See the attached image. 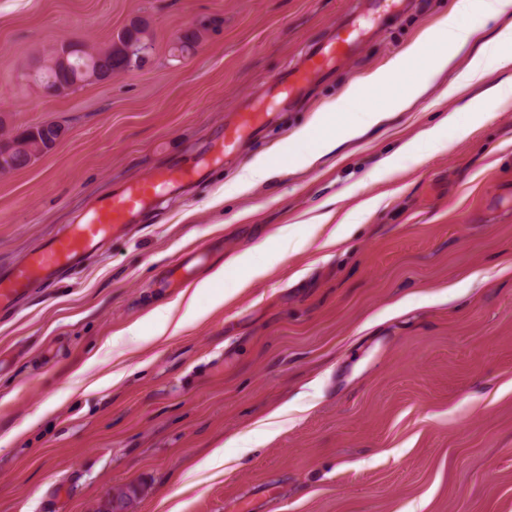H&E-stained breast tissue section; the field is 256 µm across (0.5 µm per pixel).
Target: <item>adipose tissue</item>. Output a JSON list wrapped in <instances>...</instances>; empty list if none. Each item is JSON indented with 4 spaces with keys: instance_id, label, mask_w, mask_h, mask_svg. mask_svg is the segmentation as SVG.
I'll list each match as a JSON object with an SVG mask.
<instances>
[{
    "instance_id": "adipose-tissue-1",
    "label": "adipose tissue",
    "mask_w": 512,
    "mask_h": 512,
    "mask_svg": "<svg viewBox=\"0 0 512 512\" xmlns=\"http://www.w3.org/2000/svg\"><path fill=\"white\" fill-rule=\"evenodd\" d=\"M475 33V27L460 25L456 13H449L424 41L398 55L387 70L375 73L363 84L348 89L338 100L329 103L318 113V135H311L306 129L297 132L298 140L314 139L315 146L312 151L305 154L292 153L286 157L276 153L257 158L241 173L237 190H247L269 178L282 159H289L291 163L302 167L312 165L334 149L337 141L359 137L372 126L379 124L386 109L407 107L408 99L402 98L395 90L394 75L426 64H440L446 60L448 48L466 45ZM491 42V47L483 46L478 49L467 70L461 74V82H473L491 69L504 65L505 60L500 57L497 48L512 43V18H508ZM374 95L383 96L385 110L366 107V99Z\"/></svg>"
}]
</instances>
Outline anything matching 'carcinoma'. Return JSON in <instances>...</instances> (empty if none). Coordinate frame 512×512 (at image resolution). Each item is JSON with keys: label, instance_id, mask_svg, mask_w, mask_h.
<instances>
[{"label": "carcinoma", "instance_id": "carcinoma-1", "mask_svg": "<svg viewBox=\"0 0 512 512\" xmlns=\"http://www.w3.org/2000/svg\"><path fill=\"white\" fill-rule=\"evenodd\" d=\"M209 32V27L202 25L181 34L180 50L188 52L199 46ZM143 40L152 42V37L146 22L141 21L117 36L107 48L86 52L74 47L70 52L69 61L72 68L63 71L58 68V52H53L48 63L44 65L38 75V80L47 91L59 96L74 92L90 79L104 81L107 74L104 68L112 72H125L132 68H140L146 60L130 61L126 53L129 40ZM61 131L59 125H36L28 128L21 134L4 140L5 150H0V168L13 171L27 166L33 159L49 149L50 143Z\"/></svg>", "mask_w": 512, "mask_h": 512}]
</instances>
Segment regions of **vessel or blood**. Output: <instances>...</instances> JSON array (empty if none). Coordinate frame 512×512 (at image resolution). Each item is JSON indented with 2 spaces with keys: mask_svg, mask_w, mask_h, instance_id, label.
<instances>
[{
  "mask_svg": "<svg viewBox=\"0 0 512 512\" xmlns=\"http://www.w3.org/2000/svg\"><path fill=\"white\" fill-rule=\"evenodd\" d=\"M352 21L340 23L333 39L309 52L287 75L276 79L274 89L283 100H293L302 88L316 79L330 64L349 57L361 36ZM268 112H241L224 127V145L233 147L246 133L270 125ZM198 167L174 165L159 176L96 199L86 216L67 225L9 271L0 272V309L14 307L32 288L54 279L66 266H78L96 256L112 236L128 231L137 217L165 191L185 187L199 176Z\"/></svg>",
  "mask_w": 512,
  "mask_h": 512,
  "instance_id": "obj_1",
  "label": "vessel or blood"
}]
</instances>
